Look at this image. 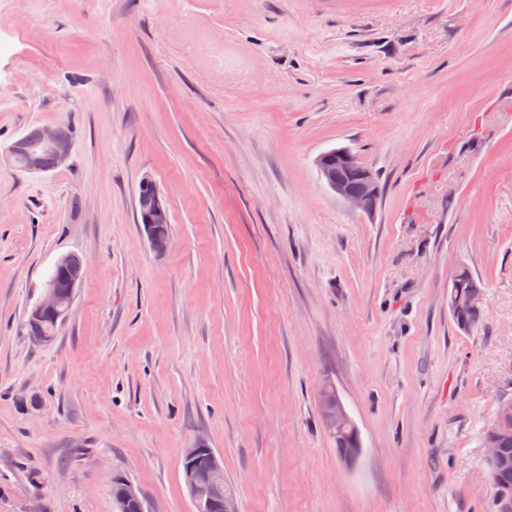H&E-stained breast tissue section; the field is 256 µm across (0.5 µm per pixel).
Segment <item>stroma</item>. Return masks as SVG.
<instances>
[{
	"label": "stroma",
	"mask_w": 512,
	"mask_h": 512,
	"mask_svg": "<svg viewBox=\"0 0 512 512\" xmlns=\"http://www.w3.org/2000/svg\"><path fill=\"white\" fill-rule=\"evenodd\" d=\"M71 120L46 174L0 166V512H195L207 438L238 512H490L512 398V0H0V146ZM345 147L372 214L316 157ZM171 244L151 250L142 179ZM87 274L56 338L24 321ZM468 267L483 324L458 329ZM332 385L361 453L321 413ZM316 166L327 187L349 206L372 213L381 195L376 174L346 148L321 153ZM142 206L138 208L139 224L147 236L150 248L158 257H163L170 247V217L165 199L156 184L148 178L140 183ZM54 267L63 273L62 278L64 279L65 286H61L57 279L51 280L46 284L42 296L29 311V322L25 321L24 323L29 336H34L30 324L35 327L45 317H50L55 321L60 320L61 322L66 320L69 310L67 308L68 299L71 298L73 301L76 288L85 278L86 271L83 261L77 255H67L60 258ZM62 288L67 290L64 291ZM61 322L55 323L53 320L48 319L43 323L42 330L54 339L63 325ZM48 336H34V339L40 343H48L51 338ZM474 284L479 287H473L469 289L467 294L463 296L451 297V295L459 290H465L469 285ZM456 285H460L464 288H454ZM481 282L472 274V272L466 268L461 267L457 270L455 275L451 280V287L448 288V297L451 299L448 301V307L451 315L453 317L461 316L463 314H475L479 315L484 307L485 303V290L482 288ZM452 317V318H453ZM457 327L464 331H470L476 328L482 320V313L477 318H473L470 323L472 324V329L467 330L464 325H462L458 319H454ZM484 445L487 448L485 456L492 472L507 467L510 458L511 464L506 469L498 470L495 475H491L489 466L486 464L490 479L493 478L502 488L508 492L512 491V441L508 440L502 447L503 443L511 437L512 439V401L503 402L498 410L495 422L484 432ZM503 448L504 450L503 454ZM493 482V511L495 512H511L512 499L505 496L500 490H497L496 484ZM115 483L117 485L113 494V485ZM112 499L116 512H126L130 509H135L138 512H147L141 490L122 476L115 477L112 482Z\"/></svg>",
	"instance_id": "1"
}]
</instances>
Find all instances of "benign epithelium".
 Here are the masks:
<instances>
[{"label":"benign epithelium","mask_w":512,"mask_h":512,"mask_svg":"<svg viewBox=\"0 0 512 512\" xmlns=\"http://www.w3.org/2000/svg\"><path fill=\"white\" fill-rule=\"evenodd\" d=\"M72 141L61 139L56 130L35 127L14 140L4 152L5 160L13 168H22L27 172L46 173L64 164L71 154ZM316 166L327 187L349 206L364 213L376 209L381 188L376 174L363 165L346 148H338L321 153L316 158ZM142 206L138 209L139 224L147 236L150 248L155 255L164 256L170 247V235L167 225L170 217L165 199L156 184L145 178L140 183ZM55 268L63 273L65 285L59 280L49 281L40 299L29 311V323L37 326L50 317L64 321L68 315V299L74 298L76 288L85 278V267L77 255L60 258ZM485 303V290L480 287L469 289L463 296L448 301L452 316L481 313ZM327 402L322 410V420L328 433L336 439L342 438L349 429H356L343 402L333 388L324 389ZM512 438V401L503 402L498 410L495 422L485 430V456L492 471L508 465L503 454V443ZM223 466L217 459L208 441L197 438L186 449L184 455L183 477L185 484L194 497L196 512H237L235 493L224 488L219 482ZM116 489L112 494L116 512H147L141 490L122 476L114 479Z\"/></svg>","instance_id":"benign-epithelium-1"}]
</instances>
